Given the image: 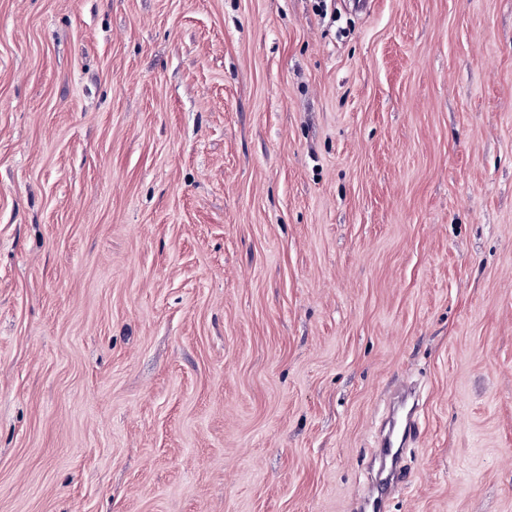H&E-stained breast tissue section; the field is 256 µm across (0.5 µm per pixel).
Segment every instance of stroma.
Returning a JSON list of instances; mask_svg holds the SVG:
<instances>
[{
    "mask_svg": "<svg viewBox=\"0 0 512 512\" xmlns=\"http://www.w3.org/2000/svg\"><path fill=\"white\" fill-rule=\"evenodd\" d=\"M512 512V0H0V512ZM415 405L407 396L394 406L388 420V429L378 441L376 454L380 458L379 480L365 500L364 511L385 512L386 501L391 494L398 472L394 462L401 448L414 440L419 428V418H414ZM388 464H390L388 466Z\"/></svg>",
    "mask_w": 512,
    "mask_h": 512,
    "instance_id": "obj_1",
    "label": "stroma"
}]
</instances>
